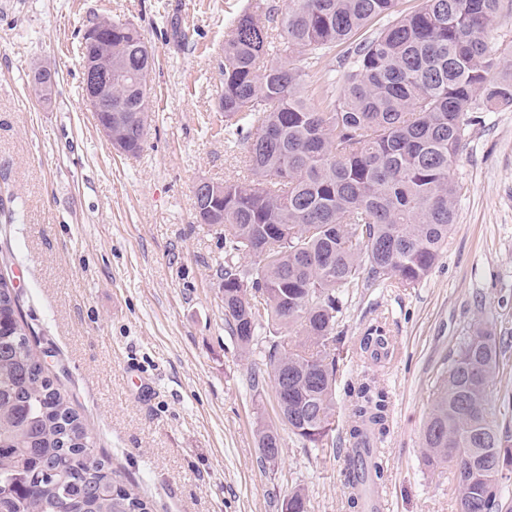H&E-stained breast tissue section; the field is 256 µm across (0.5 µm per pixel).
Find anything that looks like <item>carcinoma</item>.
Segmentation results:
<instances>
[{"label":"carcinoma","mask_w":512,"mask_h":512,"mask_svg":"<svg viewBox=\"0 0 512 512\" xmlns=\"http://www.w3.org/2000/svg\"><path fill=\"white\" fill-rule=\"evenodd\" d=\"M501 2L422 0L401 10L400 0H287L282 11L266 7L264 23L243 11L227 24L219 108L224 139L246 150L247 176L217 183L209 201L210 227L224 237V322L246 356L267 343L252 386L287 380L281 422L312 448L327 447L335 430L346 295L376 282L413 288L428 276L455 223L451 171L474 113L512 107V73L493 76L501 51L490 28ZM107 46L113 101L124 112L151 109L141 33L115 20L86 50ZM340 46L337 74L323 71ZM30 336L13 281L1 275L0 512H152L98 457ZM360 350L381 363L388 339L375 329ZM499 372L495 332L474 325L422 430L424 465L453 470L457 505L468 512H501L512 467V435L492 400ZM352 396L349 439L384 434V393L363 385ZM275 439V430L258 433L272 465L265 448ZM282 512H309L305 489L289 493Z\"/></svg>","instance_id":"1"}]
</instances>
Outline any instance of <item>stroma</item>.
Here are the masks:
<instances>
[{
	"label": "stroma",
	"mask_w": 512,
	"mask_h": 512,
	"mask_svg": "<svg viewBox=\"0 0 512 512\" xmlns=\"http://www.w3.org/2000/svg\"><path fill=\"white\" fill-rule=\"evenodd\" d=\"M258 0H0V272L36 347L109 465L153 512H281L303 487L309 512H351L348 440L307 448L281 427L273 386L249 382L224 323V240L196 220L194 187L243 175L224 138L219 63L229 20ZM107 15L133 23L155 57L142 151L112 149L83 96L80 42ZM58 74L50 97L32 82ZM462 187L448 245L418 286L357 288L345 300L336 417L348 388L387 399L380 444L388 512H457L453 477L423 465L420 432L476 322L502 336L493 394L512 431V108L482 113L453 171ZM394 357L361 356L375 323ZM282 453L262 463L259 426Z\"/></svg>",
	"instance_id": "1"
}]
</instances>
